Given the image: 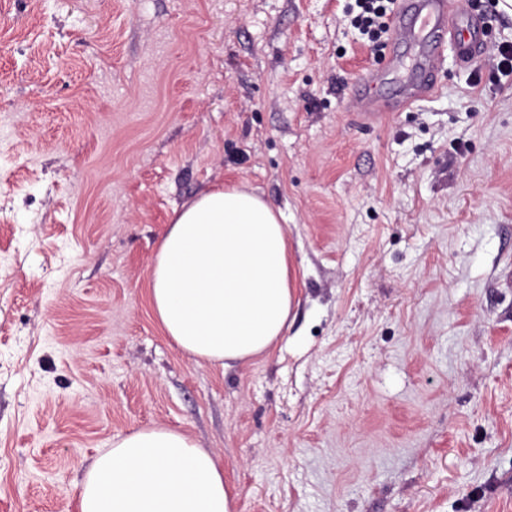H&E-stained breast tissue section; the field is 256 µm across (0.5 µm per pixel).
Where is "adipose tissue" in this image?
<instances>
[{
    "instance_id": "1",
    "label": "adipose tissue",
    "mask_w": 512,
    "mask_h": 512,
    "mask_svg": "<svg viewBox=\"0 0 512 512\" xmlns=\"http://www.w3.org/2000/svg\"><path fill=\"white\" fill-rule=\"evenodd\" d=\"M296 301L282 212L237 185L175 209L149 271V304L170 344L226 366L269 352ZM79 512H233L216 456L166 427L114 439L85 473Z\"/></svg>"
}]
</instances>
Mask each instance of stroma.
Returning a JSON list of instances; mask_svg holds the SVG:
<instances>
[{"label": "stroma", "instance_id": "35a3bbf8", "mask_svg": "<svg viewBox=\"0 0 512 512\" xmlns=\"http://www.w3.org/2000/svg\"><path fill=\"white\" fill-rule=\"evenodd\" d=\"M382 121L354 0H0V512H78L99 449L165 426L236 512H512V43ZM286 217L266 355L172 347L148 305L174 209Z\"/></svg>", "mask_w": 512, "mask_h": 512}]
</instances>
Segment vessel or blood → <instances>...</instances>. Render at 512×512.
I'll return each instance as SVG.
<instances>
[{
    "label": "vessel or blood",
    "mask_w": 512,
    "mask_h": 512,
    "mask_svg": "<svg viewBox=\"0 0 512 512\" xmlns=\"http://www.w3.org/2000/svg\"><path fill=\"white\" fill-rule=\"evenodd\" d=\"M485 20L473 16L457 0H398L393 18L397 38L386 57L384 70H369L359 82L354 98L363 116L410 108L414 102L435 94L437 72L445 50L457 62L471 61L480 47ZM410 70L412 77L394 97L373 94V87L386 82L389 73Z\"/></svg>",
    "instance_id": "1"
}]
</instances>
